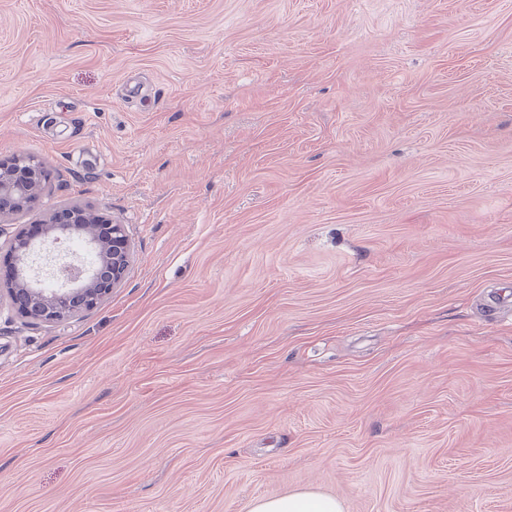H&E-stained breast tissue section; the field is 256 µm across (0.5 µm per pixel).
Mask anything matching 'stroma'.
Returning a JSON list of instances; mask_svg holds the SVG:
<instances>
[{"label":"stroma","mask_w":512,"mask_h":512,"mask_svg":"<svg viewBox=\"0 0 512 512\" xmlns=\"http://www.w3.org/2000/svg\"><path fill=\"white\" fill-rule=\"evenodd\" d=\"M19 154L130 255L0 251V512H512V0H0ZM104 215L88 206H70L54 211L42 225L33 226L32 232L27 231L15 235L8 244V256L16 263L10 275L9 292L17 295L29 293L35 296L37 304L33 308L20 307L14 303L17 312L31 322H57L73 315V302L81 299L85 310L95 308L124 279L130 252L129 240L125 225L106 223ZM70 224H79L73 227ZM76 233L83 241L87 250L95 256L92 266H71L64 270L60 283L56 288H43L37 282L28 279L25 263L37 244L55 241L68 234ZM39 234L43 238L32 237ZM108 281L101 279L100 273ZM101 269L99 272V268ZM245 512H343V506L335 497L300 491L251 500L245 506Z\"/></svg>","instance_id":"obj_1"}]
</instances>
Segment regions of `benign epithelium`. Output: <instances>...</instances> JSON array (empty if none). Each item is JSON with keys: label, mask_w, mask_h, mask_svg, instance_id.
Wrapping results in <instances>:
<instances>
[{"label": "benign epithelium", "mask_w": 512, "mask_h": 512, "mask_svg": "<svg viewBox=\"0 0 512 512\" xmlns=\"http://www.w3.org/2000/svg\"><path fill=\"white\" fill-rule=\"evenodd\" d=\"M44 176L43 164L34 157L16 155L0 161V217L36 204L41 189L39 181ZM74 233L83 239L95 262L66 268L56 288H43L28 279L25 263L35 246ZM129 252L125 225L106 222L98 210L75 205L53 212L43 224L33 226L32 233L22 232L9 241L8 256L15 259L9 292L14 296L29 293L37 299L35 307L19 306L17 312L32 322L49 323L72 317L73 302L77 300L82 301L86 310L95 308L123 281ZM106 266L112 268L108 281L101 279L99 272V268Z\"/></svg>", "instance_id": "7a95c632"}]
</instances>
